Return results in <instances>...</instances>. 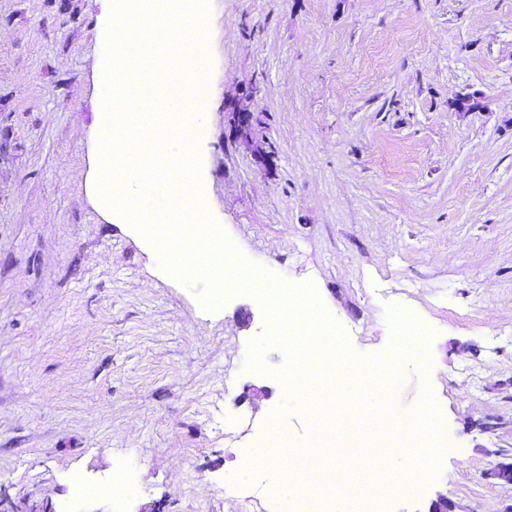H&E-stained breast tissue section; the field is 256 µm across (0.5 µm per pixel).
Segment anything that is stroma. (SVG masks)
Listing matches in <instances>:
<instances>
[{"instance_id":"stroma-1","label":"stroma","mask_w":512,"mask_h":512,"mask_svg":"<svg viewBox=\"0 0 512 512\" xmlns=\"http://www.w3.org/2000/svg\"><path fill=\"white\" fill-rule=\"evenodd\" d=\"M98 0H0V512H260L271 418L308 428L250 293L208 306L94 207ZM199 181L240 252L313 285L359 357L421 322L450 451L383 512H505L512 485V0H209ZM474 95L475 109L457 99ZM253 112L249 143L230 114ZM129 489L75 498L73 479Z\"/></svg>"}]
</instances>
